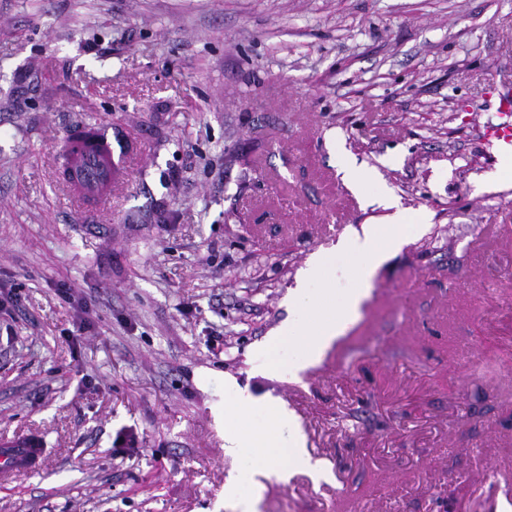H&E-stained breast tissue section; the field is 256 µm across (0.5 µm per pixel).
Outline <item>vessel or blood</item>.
<instances>
[{
	"label": "vessel or blood",
	"mask_w": 512,
	"mask_h": 512,
	"mask_svg": "<svg viewBox=\"0 0 512 512\" xmlns=\"http://www.w3.org/2000/svg\"><path fill=\"white\" fill-rule=\"evenodd\" d=\"M86 148L71 167L68 191L82 209L100 206L112 195V186L124 178L130 165L128 151L116 148L111 127L85 122L81 125ZM46 450L34 436L0 444V484L8 485L40 470Z\"/></svg>",
	"instance_id": "obj_1"
}]
</instances>
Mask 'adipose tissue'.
<instances>
[{
    "instance_id": "adipose-tissue-1",
    "label": "adipose tissue",
    "mask_w": 512,
    "mask_h": 512,
    "mask_svg": "<svg viewBox=\"0 0 512 512\" xmlns=\"http://www.w3.org/2000/svg\"><path fill=\"white\" fill-rule=\"evenodd\" d=\"M410 217L399 210L388 224L365 225L351 230L337 245L338 250L363 256L367 268L356 271L344 307H337L335 291L324 284L328 270L325 254L313 256L302 270L298 285L288 295L289 306L298 314L284 320L268 336L262 348L267 373L287 369L295 376L315 363L330 344L359 314L371 290V269L401 242L402 227ZM320 282L316 292L308 286ZM288 363H281V355ZM224 454L238 463L224 484V505L232 512H260L265 482H287L293 472L314 469L296 417L285 402L268 395H255L235 380L224 383Z\"/></svg>"
}]
</instances>
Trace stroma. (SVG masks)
<instances>
[{"label": "stroma", "mask_w": 512, "mask_h": 512, "mask_svg": "<svg viewBox=\"0 0 512 512\" xmlns=\"http://www.w3.org/2000/svg\"><path fill=\"white\" fill-rule=\"evenodd\" d=\"M504 93L512 0H0V441L47 450L0 512H224L228 376L284 400L326 472L261 512L512 508ZM80 121L138 152L91 214L57 177ZM380 195L427 225L319 362L265 376L312 256L347 300L336 245L386 222Z\"/></svg>", "instance_id": "1"}]
</instances>
